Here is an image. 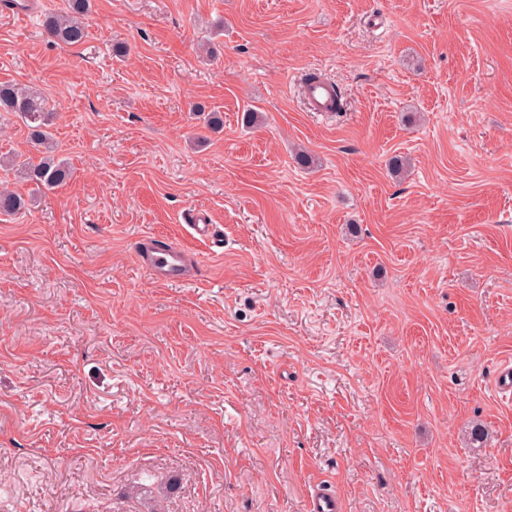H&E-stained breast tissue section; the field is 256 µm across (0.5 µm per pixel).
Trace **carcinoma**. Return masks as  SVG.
Wrapping results in <instances>:
<instances>
[{"label": "carcinoma", "mask_w": 512, "mask_h": 512, "mask_svg": "<svg viewBox=\"0 0 512 512\" xmlns=\"http://www.w3.org/2000/svg\"><path fill=\"white\" fill-rule=\"evenodd\" d=\"M92 9V0H68V11L48 14L43 21L45 35L60 45H78L86 38L82 18ZM0 112L20 118L28 129V141L40 153L34 161L18 156L1 158L0 162L15 170L23 181L34 185L42 193L63 185L70 177V166L54 154L50 126L53 112L45 98L10 82H0ZM21 194L8 188L0 189V214L14 215L27 208L28 202Z\"/></svg>", "instance_id": "1"}]
</instances>
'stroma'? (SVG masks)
<instances>
[{
	"instance_id": "1",
	"label": "stroma",
	"mask_w": 512,
	"mask_h": 512,
	"mask_svg": "<svg viewBox=\"0 0 512 512\" xmlns=\"http://www.w3.org/2000/svg\"><path fill=\"white\" fill-rule=\"evenodd\" d=\"M26 2L0 81L73 174L0 215V512H512V0H94L74 46ZM305 97L310 109L314 112H329L327 105L333 94L328 83H316L305 88ZM139 245L138 260L156 282L190 284L196 281L199 264L186 248L157 238L143 240ZM307 512H337L336 493H332L328 488L314 490L310 493L306 501Z\"/></svg>"
}]
</instances>
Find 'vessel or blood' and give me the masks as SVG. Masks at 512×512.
I'll list each match as a JSON object with an SVG mask.
<instances>
[{
  "label": "vessel or blood",
  "instance_id": "b4317fda",
  "mask_svg": "<svg viewBox=\"0 0 512 512\" xmlns=\"http://www.w3.org/2000/svg\"><path fill=\"white\" fill-rule=\"evenodd\" d=\"M312 111H326L333 94L329 84L316 83L304 90ZM140 264L159 283L180 282L190 284L199 275V264L184 247L156 238L143 240L137 250ZM306 512H338L335 493L320 489L310 493Z\"/></svg>",
  "mask_w": 512,
  "mask_h": 512
}]
</instances>
